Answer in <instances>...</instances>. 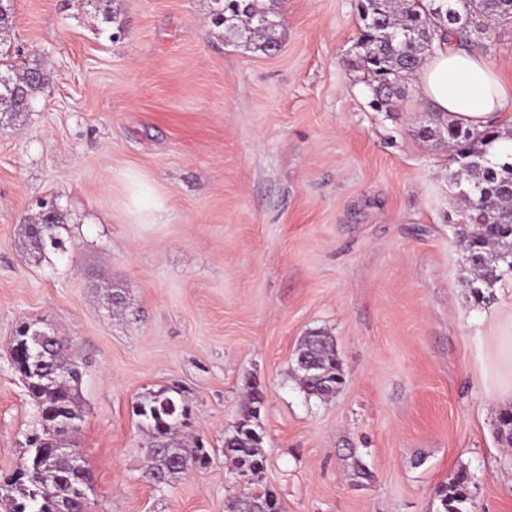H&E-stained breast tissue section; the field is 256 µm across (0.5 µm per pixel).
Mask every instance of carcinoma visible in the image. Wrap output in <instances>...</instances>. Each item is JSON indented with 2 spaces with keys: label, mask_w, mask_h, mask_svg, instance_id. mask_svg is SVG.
<instances>
[{
  "label": "carcinoma",
  "mask_w": 512,
  "mask_h": 512,
  "mask_svg": "<svg viewBox=\"0 0 512 512\" xmlns=\"http://www.w3.org/2000/svg\"><path fill=\"white\" fill-rule=\"evenodd\" d=\"M259 0H224L213 14L212 22L225 29L227 37L247 44L255 43L263 51L277 47V13L258 5ZM103 21L116 19L113 0H88ZM364 27L357 39L355 63L364 70L372 92L373 109L388 111L394 101L408 93L409 78L432 50L435 37L446 36L465 46H480L488 38V27L512 20V0H359ZM13 12L0 10V76L8 85H0V115L13 120L30 111L43 88L47 73L38 60L19 71L7 62ZM423 140L435 137L448 141V149L458 167L451 173L463 186L469 223L455 227L456 236L465 247V262L470 272L466 288L476 304L487 300L486 292L497 283L512 278V151H502L495 160L490 150L512 132L489 126L471 129L459 122L438 117L435 125L419 128ZM25 237L30 250L42 254L47 247L61 244L59 229L64 214L57 210L43 213L38 220L25 219ZM45 372L32 380L28 395L38 410L43 448L51 453L58 437L83 419L79 374L71 361L69 341L60 339L49 347L41 360ZM294 371L301 388L309 396L330 398L345 383L344 372L331 337L313 332L305 337L295 352ZM264 402L255 388L248 394L245 415L234 430L224 435V456L235 467H246L255 474L264 467L259 448L260 435L251 426ZM188 408L184 398L163 389L149 392L133 403V413L144 420L150 441L143 477L151 484L168 485L193 467H204L205 448L187 447L177 437ZM498 442L512 447V411L499 417ZM69 463L60 458L40 476V494L29 503L27 512H83L86 503L79 500L72 484ZM472 475L460 470L440 490L442 512H471ZM27 495V486L19 479L5 485L0 505L6 512H16L15 504ZM225 512H278V503L269 491L247 493L225 502Z\"/></svg>",
  "instance_id": "obj_1"
}]
</instances>
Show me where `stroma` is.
<instances>
[{"instance_id": "obj_1", "label": "stroma", "mask_w": 512, "mask_h": 512, "mask_svg": "<svg viewBox=\"0 0 512 512\" xmlns=\"http://www.w3.org/2000/svg\"><path fill=\"white\" fill-rule=\"evenodd\" d=\"M261 3L281 18L273 52L227 41L215 0H115L112 24L82 0H15L10 62L40 58L49 79L0 123V484L36 426L10 361L28 322L83 363L87 512H224L264 489L282 512H439L463 467L474 512H512L495 433L512 280L468 295L456 164L417 136L435 114L413 93L371 108L358 0ZM51 200L64 247L36 256L23 220ZM314 330L346 377L325 400L293 372ZM251 385L265 462L241 483L224 434ZM163 388L211 462L158 487L132 404Z\"/></svg>"}]
</instances>
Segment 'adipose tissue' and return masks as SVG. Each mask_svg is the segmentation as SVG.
I'll use <instances>...</instances> for the list:
<instances>
[{"label": "adipose tissue", "instance_id": "1", "mask_svg": "<svg viewBox=\"0 0 512 512\" xmlns=\"http://www.w3.org/2000/svg\"><path fill=\"white\" fill-rule=\"evenodd\" d=\"M418 96L465 125L483 128L499 113L512 111V87L497 78L481 53L452 41L436 42L415 75Z\"/></svg>", "mask_w": 512, "mask_h": 512}]
</instances>
